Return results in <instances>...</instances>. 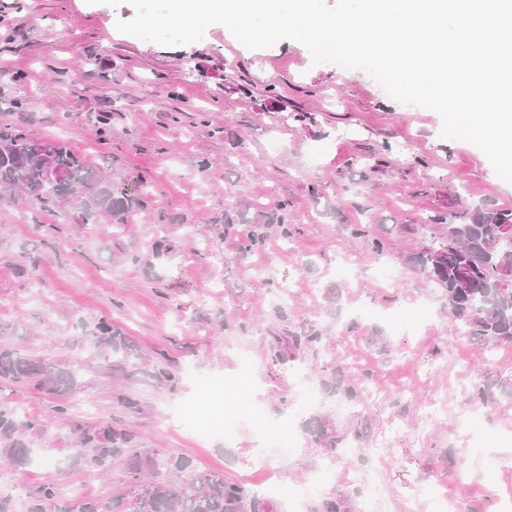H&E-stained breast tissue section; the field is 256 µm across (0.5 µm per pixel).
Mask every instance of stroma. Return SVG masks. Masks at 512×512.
Wrapping results in <instances>:
<instances>
[{
    "mask_svg": "<svg viewBox=\"0 0 512 512\" xmlns=\"http://www.w3.org/2000/svg\"><path fill=\"white\" fill-rule=\"evenodd\" d=\"M0 8L24 29L0 40V124L64 143L144 198L120 225L0 200V347L82 365L64 415L57 398L0 390L43 420L32 443L53 461L18 470L0 456V491L20 503L43 483H85L115 497L119 472L59 465L89 421L251 486L264 476L240 457L264 419L296 446L276 473L285 494L258 496V512H295L293 490L340 447L359 449L350 466L375 470L383 512H428L406 502L415 484L462 512L512 497V345L466 335L415 262L438 234L428 218L512 208V183L479 148L441 137L436 111L393 100L364 71L313 64L293 40L251 50L214 25L197 43L162 46L117 31L127 5ZM282 208L287 236L270 221ZM375 240L394 284L372 275ZM102 318L138 357L107 358L92 334ZM288 334L321 342L275 363L273 339ZM165 367L174 381L158 378ZM300 368L320 389L307 407ZM473 410L485 427L462 436ZM316 418L336 446L311 431ZM378 443L374 465L366 451Z\"/></svg>",
    "mask_w": 512,
    "mask_h": 512,
    "instance_id": "1",
    "label": "stroma"
}]
</instances>
